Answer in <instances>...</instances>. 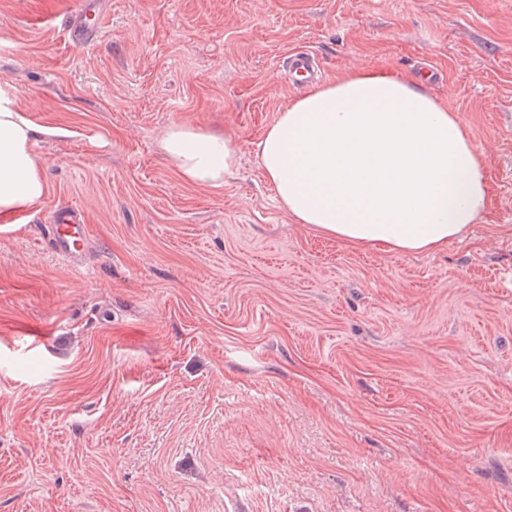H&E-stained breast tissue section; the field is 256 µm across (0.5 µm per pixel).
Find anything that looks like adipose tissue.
<instances>
[{
    "mask_svg": "<svg viewBox=\"0 0 512 512\" xmlns=\"http://www.w3.org/2000/svg\"><path fill=\"white\" fill-rule=\"evenodd\" d=\"M36 130L0 88V213L40 203ZM161 148L187 181L218 186L238 161L231 137L171 126ZM258 164L289 215L364 248L432 253L477 223L486 173L468 129L424 80L362 69L313 86L278 113Z\"/></svg>",
    "mask_w": 512,
    "mask_h": 512,
    "instance_id": "adipose-tissue-1",
    "label": "adipose tissue"
}]
</instances>
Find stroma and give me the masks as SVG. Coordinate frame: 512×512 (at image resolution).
Listing matches in <instances>:
<instances>
[{"instance_id": "stroma-1", "label": "stroma", "mask_w": 512, "mask_h": 512, "mask_svg": "<svg viewBox=\"0 0 512 512\" xmlns=\"http://www.w3.org/2000/svg\"><path fill=\"white\" fill-rule=\"evenodd\" d=\"M0 0V86L45 183L0 220V512H512V0ZM332 83L413 80L469 129L489 205L435 254L297 223L257 144ZM182 124L240 165L186 181ZM79 209L83 266L45 241ZM96 13L90 3L84 4L83 8L74 18L72 30L78 43L87 44L98 33ZM285 73L291 83L304 87L323 78V72L314 56L306 50L294 51L288 55ZM161 148L185 180L198 184H223L224 174L238 161L231 137L186 125L171 126L163 135Z\"/></svg>"}]
</instances>
